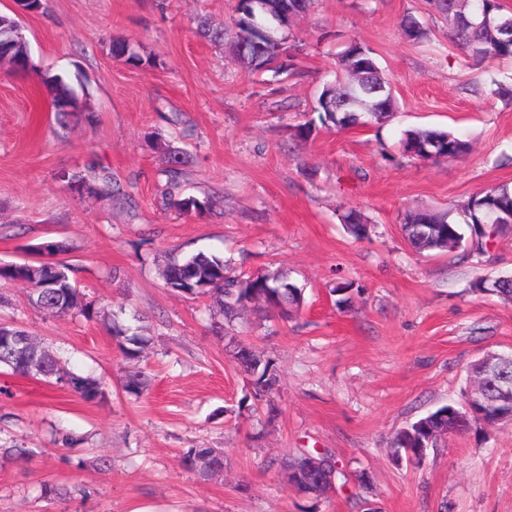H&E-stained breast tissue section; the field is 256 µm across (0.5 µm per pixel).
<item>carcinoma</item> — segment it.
<instances>
[{
  "label": "carcinoma",
  "instance_id": "obj_1",
  "mask_svg": "<svg viewBox=\"0 0 512 512\" xmlns=\"http://www.w3.org/2000/svg\"><path fill=\"white\" fill-rule=\"evenodd\" d=\"M435 14L448 21L452 42L463 50L469 59L477 62L512 60V42H504L506 35L512 36V12L496 0H429ZM235 27L246 24L251 29L279 27L269 14L251 13L233 18ZM405 39L416 44L429 41L428 28L416 17L407 14L400 23ZM286 47L266 45L259 50L247 48L258 54L254 72H273L277 75L293 73L294 66L278 62ZM113 54L125 57V62L134 66L150 63L128 41L116 39L112 42ZM319 121L323 125L339 129L360 125H383L393 116L396 99L390 82L384 76L373 52L359 43L348 44L336 57L334 79L324 83L317 98ZM156 147L168 154V167L163 170L166 177L164 196L168 204L183 213L211 210L210 200L199 201L194 197H178L183 182L186 155L158 140ZM403 152L411 158L430 160L438 158H462L471 151L469 140L447 130L434 127L408 129L401 140ZM70 190L90 195L98 194L110 187L112 177L105 169L90 165L78 175L66 179ZM512 213V191L506 187H491L472 196L463 205V223L450 218V213L436 210H418L409 213L401 225L405 241L416 251L443 253L462 250L463 256L473 258L483 253V243L505 234V229L490 226L491 218H503ZM341 222L355 238L368 234L370 224L356 209L341 215ZM72 268L56 263L49 271L43 267L33 268L23 262L0 263V282L27 280L34 284L28 293V302L45 315H56L77 311L84 315L92 313L85 294L77 288L71 277ZM162 278L171 290L188 295H207L227 323L238 318L247 306L263 302L265 308L283 315L290 309H298L303 302L302 289L290 282L288 273L281 269L256 275L240 277L228 261L216 254L198 252L182 259H173L162 270ZM474 290L491 289V293L512 300V276L495 279H479ZM107 332L129 361H137L149 347L152 337L141 334L125 318V308L113 311L109 317ZM26 336L29 344L0 359V368L24 374L36 365L44 372V379L59 384L90 402L102 397L101 382L94 376L66 368L60 357L43 342L19 326L1 322L0 340L3 336ZM237 357L246 371L256 375L254 382L258 392L273 393L278 377L270 362L262 360L248 349L241 347ZM151 383L149 374L142 370H130L122 383V390L129 396L139 398ZM447 407L443 406L399 430L391 442L393 455L406 454L420 443L423 434L421 425L429 422L438 431L455 428L451 419L443 417ZM318 467L306 471L305 458L299 456L289 465V479L306 481L297 486L298 491L311 496H322L333 489L338 481L348 477L336 459L324 453L317 457ZM184 462L199 478L208 480L224 471V452L220 448H188Z\"/></svg>",
  "mask_w": 512,
  "mask_h": 512
}]
</instances>
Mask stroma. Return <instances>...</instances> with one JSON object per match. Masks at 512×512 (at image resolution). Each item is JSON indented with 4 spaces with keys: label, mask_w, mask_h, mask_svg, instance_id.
Masks as SVG:
<instances>
[{
    "label": "stroma",
    "mask_w": 512,
    "mask_h": 512,
    "mask_svg": "<svg viewBox=\"0 0 512 512\" xmlns=\"http://www.w3.org/2000/svg\"><path fill=\"white\" fill-rule=\"evenodd\" d=\"M234 6L47 0L45 12L20 19L31 66L0 69V262L63 243L54 259L72 267L97 316H45L25 286L0 282V319L101 377L104 394L86 402L0 370V448L32 451L25 462L0 457V512H512V425L471 427L416 468L390 448L401 428L462 402L474 361L512 348V302L472 288L512 274V234L466 260L458 250L415 253L400 228L407 210L454 215L484 189H512V98L489 92L494 80L512 87V61L469 65L427 0H313L284 31L297 75L257 76L196 32L204 16L233 37ZM407 13L429 26L430 45L402 36ZM116 38L152 65L114 59ZM353 40L390 80L394 117L295 139ZM46 74L74 88L81 121L57 125ZM422 126L464 134L471 153L405 156L403 131ZM157 138L186 152L184 192L217 200L213 211L163 205ZM91 164L111 173L131 206L67 189L61 174ZM349 208L371 221L368 237L343 229ZM199 250L245 276L287 270L305 289L299 312L284 319L253 308L223 328L209 298L173 292L161 277L169 259ZM342 279L354 291L340 310L332 289ZM118 305L153 338L141 361L151 387L138 399L121 389L126 362L101 318ZM238 341L273 365L270 397L256 396L234 357ZM200 446L223 449L222 475L204 481L184 467V451ZM324 450L348 482L319 498L299 494L283 462ZM48 484L75 493L49 495Z\"/></svg>",
    "instance_id": "stroma-1"
}]
</instances>
